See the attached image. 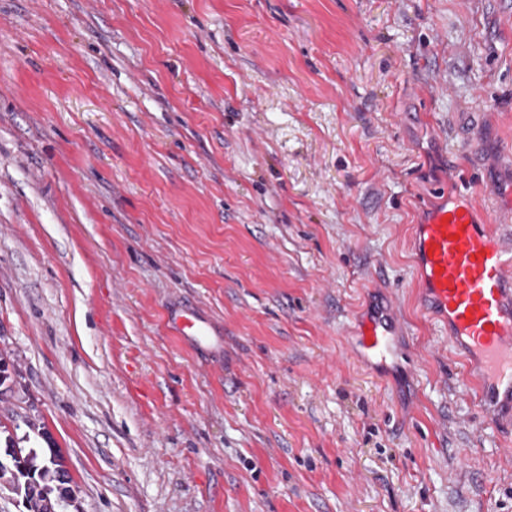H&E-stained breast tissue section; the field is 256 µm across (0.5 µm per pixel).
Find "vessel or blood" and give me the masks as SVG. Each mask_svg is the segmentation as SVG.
I'll use <instances>...</instances> for the list:
<instances>
[{
	"mask_svg": "<svg viewBox=\"0 0 512 512\" xmlns=\"http://www.w3.org/2000/svg\"><path fill=\"white\" fill-rule=\"evenodd\" d=\"M416 284L426 311L448 329L482 413L512 430V230L493 224L468 195L444 199L417 225ZM166 323L191 349L219 361L224 326L189 300L168 303ZM398 326L374 308L359 336L364 355L382 363Z\"/></svg>",
	"mask_w": 512,
	"mask_h": 512,
	"instance_id": "1",
	"label": "vessel or blood"
}]
</instances>
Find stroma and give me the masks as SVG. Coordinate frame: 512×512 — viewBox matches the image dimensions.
I'll return each instance as SVG.
<instances>
[{
  "label": "stroma",
  "instance_id": "obj_1",
  "mask_svg": "<svg viewBox=\"0 0 512 512\" xmlns=\"http://www.w3.org/2000/svg\"><path fill=\"white\" fill-rule=\"evenodd\" d=\"M509 152L512 0H0V428L46 425L78 512H512L410 249ZM166 323L185 345L206 354L212 362L220 360L224 325L197 304L190 300L169 302ZM398 326L394 312L387 306L374 308L363 321L359 346L364 355L377 363H386L385 354L391 349Z\"/></svg>",
  "mask_w": 512,
  "mask_h": 512
}]
</instances>
